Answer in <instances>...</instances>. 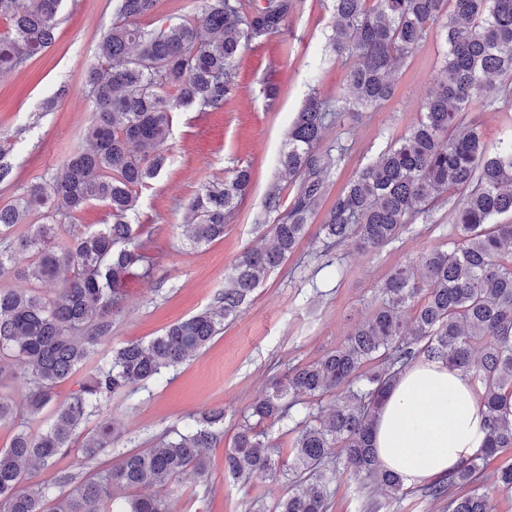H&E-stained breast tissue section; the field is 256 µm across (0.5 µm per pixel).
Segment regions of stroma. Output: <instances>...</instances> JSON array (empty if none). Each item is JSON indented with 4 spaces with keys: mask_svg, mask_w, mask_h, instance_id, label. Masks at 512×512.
I'll return each instance as SVG.
<instances>
[{
    "mask_svg": "<svg viewBox=\"0 0 512 512\" xmlns=\"http://www.w3.org/2000/svg\"><path fill=\"white\" fill-rule=\"evenodd\" d=\"M114 20L112 0H63L55 40L14 71L0 75V144L8 150L13 180L0 185V206L29 185L49 179L65 158L86 144L92 103L84 74L95 47ZM333 0H300L281 34L245 46L237 59L241 87L222 111L193 107L174 115L165 170L138 190L133 223L153 261L150 278L129 279L125 304L114 316L112 341L101 353L128 341H148L171 324L216 303L225 274L248 249L263 246L266 225L257 221L274 182L288 127L311 93L333 97L345 69L329 47ZM445 48L430 33L392 79L395 95L362 120L329 130L325 144L343 140L347 151L328 178L327 200L418 117L429 78L440 68ZM251 171V186L224 228L223 239L193 249L181 227L185 208L202 185ZM439 230L414 225L393 244L375 252L336 251L343 278L313 286L310 275L322 258L305 236L294 255L271 273L251 302L193 360L167 373L159 384L114 397L105 408L132 448L154 446L162 433L182 427L190 414L220 407L224 435L206 449L208 471H188L178 481L171 512H247L256 499L271 503L288 490L287 475H254L243 482L224 473V454L248 407L268 379L287 367L319 359L340 343L369 312L374 288L398 263L433 247L450 232L447 202L435 207ZM327 477L334 495L331 512H448L444 500L412 490L395 500L369 478L351 479L344 462Z\"/></svg>",
    "mask_w": 512,
    "mask_h": 512,
    "instance_id": "obj_1",
    "label": "stroma"
}]
</instances>
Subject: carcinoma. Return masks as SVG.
Segmentation results:
<instances>
[{"instance_id":"carcinoma-1","label":"carcinoma","mask_w":512,"mask_h":512,"mask_svg":"<svg viewBox=\"0 0 512 512\" xmlns=\"http://www.w3.org/2000/svg\"><path fill=\"white\" fill-rule=\"evenodd\" d=\"M63 0H0L10 31L0 35V74L55 39ZM160 0H112L117 20L97 44V64L85 75L94 104L87 147L64 160L62 175L31 185L0 207V277L53 283V297L34 289H0V382L20 375L28 389L19 402L0 393V421L20 425L0 449V512H112V489H148L120 512H169L179 474L206 470L204 449L224 434V410L187 423L175 439L125 450L97 473H70L54 482L35 471L72 447L80 426L100 415L112 397L133 393L196 356L236 319L269 274L295 252L326 196V177L346 152L341 141L320 147L326 131L346 116L380 109L394 94L392 72L435 24L444 35L441 68L429 80L419 119L391 138L336 195L318 224L327 257L333 248L379 250L418 222L435 223L442 199L454 214L448 248L432 247L392 270L375 286L368 316L320 359L288 368L253 403L224 456V471L245 481L288 468V493L262 512H329L323 471L335 453L355 477L366 476L398 499L402 477L384 468L373 443V422L387 393L415 363L441 361L459 370L485 409L477 446L454 470L423 488V497L448 500V512H494L482 472L512 449V138L488 149L476 104L496 98L499 80L512 79V0H334L331 44L346 66V85L333 99L314 94L291 123L280 173L296 187L281 203L273 184L263 202L270 243L238 257L225 275L217 305L169 326L147 342L132 341L98 357L112 340V315L123 287L147 278L151 267L138 242L137 188L167 162L172 112L199 106L218 110L236 94V59L243 46L281 33L296 0H204V19L152 28L139 20ZM251 174L205 183L184 223L199 247L224 238V226L247 193ZM92 202L105 204L112 223L56 244L62 225ZM22 235L15 226L32 214ZM29 254L25 266L16 258ZM77 389L58 401L55 388L80 369ZM336 395V405L321 408ZM54 408L43 431L24 417ZM294 434L280 465L268 427ZM116 427L99 419L81 450L88 461L112 454ZM498 491L512 497V463L496 471Z\"/></svg>"}]
</instances>
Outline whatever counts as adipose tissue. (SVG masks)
Returning a JSON list of instances; mask_svg holds the SVG:
<instances>
[{
  "label": "adipose tissue",
  "instance_id": "1",
  "mask_svg": "<svg viewBox=\"0 0 512 512\" xmlns=\"http://www.w3.org/2000/svg\"><path fill=\"white\" fill-rule=\"evenodd\" d=\"M484 410L463 374L440 362L408 369L375 421L382 463L412 487L453 470L476 446Z\"/></svg>",
  "mask_w": 512,
  "mask_h": 512
}]
</instances>
